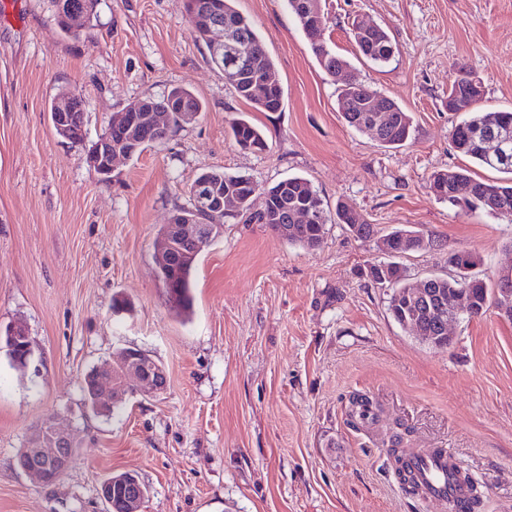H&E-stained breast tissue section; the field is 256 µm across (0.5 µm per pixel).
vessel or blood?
Listing matches in <instances>:
<instances>
[{"mask_svg": "<svg viewBox=\"0 0 512 512\" xmlns=\"http://www.w3.org/2000/svg\"><path fill=\"white\" fill-rule=\"evenodd\" d=\"M405 463L421 501L454 504L470 498L467 470L450 451L412 452Z\"/></svg>", "mask_w": 512, "mask_h": 512, "instance_id": "obj_1", "label": "vessel or blood"}]
</instances>
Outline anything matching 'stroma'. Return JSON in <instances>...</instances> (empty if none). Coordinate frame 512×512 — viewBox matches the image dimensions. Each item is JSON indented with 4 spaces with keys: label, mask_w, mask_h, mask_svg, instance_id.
I'll use <instances>...</instances> for the list:
<instances>
[{
    "label": "stroma",
    "mask_w": 512,
    "mask_h": 512,
    "mask_svg": "<svg viewBox=\"0 0 512 512\" xmlns=\"http://www.w3.org/2000/svg\"><path fill=\"white\" fill-rule=\"evenodd\" d=\"M261 34L284 93L260 112L225 84L192 30L186 0H98L89 35L58 27L50 0H0V328L24 321L33 360L0 350V512H107L102 483L138 473L142 512H445L406 492L386 450L448 448L485 491L481 512H512V320L489 306L434 349L388 310L367 275L374 243L329 223L313 250L266 225L225 218L193 271L190 317L171 309L154 240L203 171L267 189L308 178L328 214L344 203L381 233L423 232L434 248L398 258L408 282L448 273V254L478 253L494 282L512 260V224L465 215L428 187L439 170L474 168L451 144L461 114L451 83L480 80L481 111L512 108V0H325V36L355 78L413 118L401 147L345 122L337 86L287 0H236ZM387 28L395 53L358 58L350 26ZM183 86L204 110L160 144L116 162L105 179L85 161L113 113ZM81 94L86 140L56 136L48 112ZM244 118L268 147L227 134ZM130 303L112 312L115 297ZM136 348L162 363L168 388L128 393L110 417L83 406L90 370ZM367 397L375 418L348 413ZM76 444L46 485L16 462L45 419Z\"/></svg>",
    "instance_id": "35a3bbf8"
}]
</instances>
